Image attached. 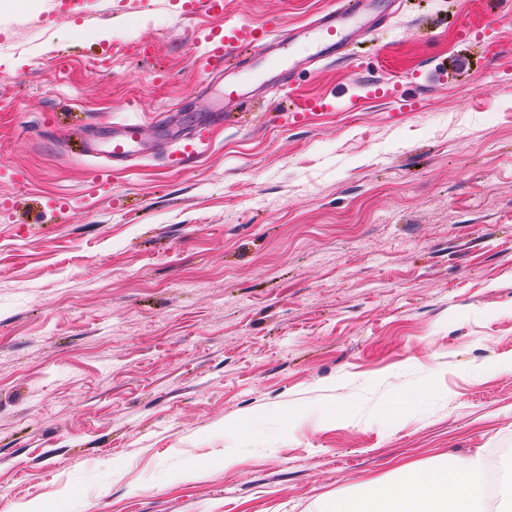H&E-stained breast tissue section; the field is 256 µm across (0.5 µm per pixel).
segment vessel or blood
Here are the masks:
<instances>
[{"label":"vessel or blood","mask_w":512,"mask_h":512,"mask_svg":"<svg viewBox=\"0 0 512 512\" xmlns=\"http://www.w3.org/2000/svg\"><path fill=\"white\" fill-rule=\"evenodd\" d=\"M396 5V0H385L382 12L372 15L363 0H331L325 11L297 28L281 29L275 19L243 20L199 34V41L205 45L204 69L223 78L216 111H237L247 101L261 98L271 87L292 85L304 65L343 58L355 35L381 24L387 11ZM511 16L512 0H489L486 10L471 13L462 22L458 37L465 40L487 33L499 19ZM182 140V147L169 156L171 165H186L197 154L199 145L205 143L206 131L192 130ZM147 144L142 125L128 121L114 126L100 145L82 144L80 152L107 159L106 167L93 172L96 188L103 189L108 184L110 166L143 156Z\"/></svg>","instance_id":"b4317fda"}]
</instances>
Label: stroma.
I'll list each match as a JSON object with an SVG mask.
<instances>
[{"instance_id": "1", "label": "stroma", "mask_w": 512, "mask_h": 512, "mask_svg": "<svg viewBox=\"0 0 512 512\" xmlns=\"http://www.w3.org/2000/svg\"><path fill=\"white\" fill-rule=\"evenodd\" d=\"M181 4L0 12V512H321L512 448V19L491 57L483 0H402L219 124L194 28L328 0ZM128 120L209 138L89 195L70 138ZM488 8L481 12H474L462 22L458 29L460 40H467L471 35H480L493 30L496 22L503 18L512 16L511 0L488 1ZM178 139L184 143L182 147L169 155V163L171 166H183L186 165L192 157L199 153V144H203L206 141V130L204 128L194 129L186 135H180Z\"/></svg>"}]
</instances>
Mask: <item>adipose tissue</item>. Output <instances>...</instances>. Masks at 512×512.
<instances>
[{
	"instance_id": "ef3b65f1",
	"label": "adipose tissue",
	"mask_w": 512,
	"mask_h": 512,
	"mask_svg": "<svg viewBox=\"0 0 512 512\" xmlns=\"http://www.w3.org/2000/svg\"><path fill=\"white\" fill-rule=\"evenodd\" d=\"M485 494L481 455L451 456L407 465L395 481L372 479L366 493L333 500L326 512H485Z\"/></svg>"
}]
</instances>
